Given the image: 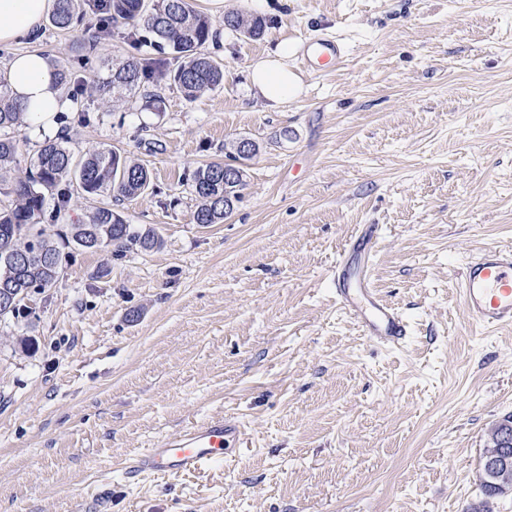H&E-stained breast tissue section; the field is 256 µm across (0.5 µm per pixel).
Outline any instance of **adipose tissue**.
<instances>
[{
    "instance_id": "adipose-tissue-1",
    "label": "adipose tissue",
    "mask_w": 512,
    "mask_h": 512,
    "mask_svg": "<svg viewBox=\"0 0 512 512\" xmlns=\"http://www.w3.org/2000/svg\"><path fill=\"white\" fill-rule=\"evenodd\" d=\"M54 0H0V44L35 36L53 7ZM292 48L280 44L276 51L255 62L249 72L252 87L271 106L295 99L301 91L299 76L289 67ZM9 96L26 112L28 133L50 134V117L71 109L73 101L57 84L47 57L36 48L14 54L7 63Z\"/></svg>"
}]
</instances>
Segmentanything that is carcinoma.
<instances>
[{
    "instance_id": "carcinoma-1",
    "label": "carcinoma",
    "mask_w": 512,
    "mask_h": 512,
    "mask_svg": "<svg viewBox=\"0 0 512 512\" xmlns=\"http://www.w3.org/2000/svg\"><path fill=\"white\" fill-rule=\"evenodd\" d=\"M78 21L95 40L113 28H124L137 45L147 44L158 52L156 57L132 58L111 69L98 85L102 96L124 88L139 90L144 98L156 101L160 99L158 87L170 84L193 99L224 83V64L204 51L214 33L212 22L197 12L190 0H56L49 16L52 27L66 30ZM223 25L256 37L263 34L266 22L260 16L243 22L239 12L229 10L224 13ZM24 127L26 115L10 101L6 77L0 74V190L5 188L13 196L10 205L0 207V288L25 276L23 295L10 310H0L1 320L29 316V301L55 287L62 268L79 251L110 249L123 258L163 245L155 228L127 224L113 208L150 188V175L144 166L104 146L75 154L71 148L74 127L70 125L57 137L44 140L30 161L33 171L17 177L18 135ZM249 160V156H237L231 147L224 150V161L210 162L193 171L190 187L197 200L194 223H224V194L241 200ZM226 169L236 171L235 181L228 186L224 185ZM75 192L108 195L112 204L95 208L83 222L68 224L53 236L48 234L43 224L46 199H56L60 210L69 206ZM24 249L36 255L44 253L50 262L34 263L23 274L17 255ZM480 487L483 498L471 504L468 512H492V500L512 491V474L506 482L487 483L482 477Z\"/></svg>"
}]
</instances>
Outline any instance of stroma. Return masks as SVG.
Here are the masks:
<instances>
[{
	"label": "stroma",
	"mask_w": 512,
	"mask_h": 512,
	"mask_svg": "<svg viewBox=\"0 0 512 512\" xmlns=\"http://www.w3.org/2000/svg\"><path fill=\"white\" fill-rule=\"evenodd\" d=\"M191 4L217 29L230 9L266 28L223 29V87H166L157 109L94 89L148 47L41 29L91 116L72 149L147 168L150 190L118 211L164 245L77 254L29 320L0 323V512H68L106 487L108 512H465L487 432L512 415V327L473 324L457 286L468 259L512 248V0ZM321 34L345 61L269 108L250 65L285 41L297 67ZM241 137L259 151L240 202L192 223L189 175ZM360 224L382 227L372 282L408 323L397 346L336 304ZM217 414L244 429L223 463L125 482L121 459Z\"/></svg>",
	"instance_id": "obj_1"
}]
</instances>
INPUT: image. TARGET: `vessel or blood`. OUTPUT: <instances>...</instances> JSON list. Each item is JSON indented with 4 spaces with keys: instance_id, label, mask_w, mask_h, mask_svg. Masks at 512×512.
<instances>
[{
    "instance_id": "vessel-or-blood-1",
    "label": "vessel or blood",
    "mask_w": 512,
    "mask_h": 512,
    "mask_svg": "<svg viewBox=\"0 0 512 512\" xmlns=\"http://www.w3.org/2000/svg\"><path fill=\"white\" fill-rule=\"evenodd\" d=\"M346 46L338 38L324 35L307 40L299 52L306 67L325 70L340 65ZM378 227L359 225L349 240L357 251V263L347 258L336 262V300L358 323L369 340L401 344L408 335L402 314L384 301L371 284L370 267ZM461 293L470 317L484 327L512 326V250L490 247L469 260L462 276ZM241 424L223 415H212L189 423L175 434L159 437L149 448L125 461L128 481L146 475L181 476L197 473L221 463L229 442L239 441Z\"/></svg>"
}]
</instances>
